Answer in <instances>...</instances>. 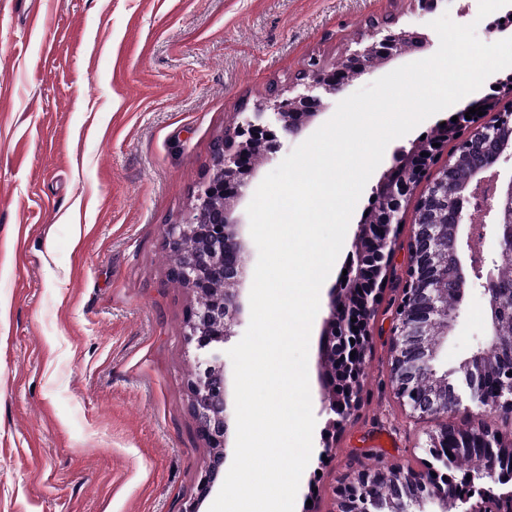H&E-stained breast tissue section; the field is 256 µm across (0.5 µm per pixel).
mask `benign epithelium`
I'll list each match as a JSON object with an SVG mask.
<instances>
[{"instance_id": "benign-epithelium-1", "label": "benign epithelium", "mask_w": 512, "mask_h": 512, "mask_svg": "<svg viewBox=\"0 0 512 512\" xmlns=\"http://www.w3.org/2000/svg\"><path fill=\"white\" fill-rule=\"evenodd\" d=\"M407 32H375L372 41L349 52L346 63L365 74L372 71L369 53L381 49L395 55ZM305 81L291 86V95L265 97L242 113L235 127L224 131L215 145L216 174L200 186L192 217L184 224L165 225V242L175 255L172 275L199 296L210 298L207 309L192 308L186 319L185 337L205 352L234 335L241 305L238 284L245 267L244 244L229 219L231 203L239 200L250 185L252 172L245 169L249 154L259 151L266 160L275 159L288 139L295 136L302 123L297 117L313 116L323 106L322 94L335 95L345 84L323 66L307 68ZM482 108V114L465 118L469 108ZM458 129L467 130L463 141L472 137L488 138L504 125L512 123V113L493 109L484 99H473L455 113ZM424 151L429 159L416 158ZM440 148L418 142L402 150L394 164L386 170L373 194L389 202L376 219L358 225L347 275L330 291V314L323 331L322 356L327 367L324 389L332 400L322 403V411L335 415L332 425H341L358 407L359 392L367 362L369 343L351 354L347 338L370 337L371 316L380 302L384 285L390 281V263L399 236V215L404 201L412 198L417 182L426 179L427 164L437 160ZM479 185L492 182L489 202L499 211L497 248L500 266H512V178L499 181L498 172L484 175L476 171ZM194 249L184 251L186 241ZM448 248V236L432 225L426 233L412 239L409 263L404 276L395 278L400 298L393 312V336L390 343L388 378L398 402L419 418H436L446 411L463 420L499 414L512 418V336H503L499 322L512 317V289L498 287L499 279L491 275L484 285V298L491 316L492 334L487 346L465 360L459 369L440 377L433 371L428 376L421 369L432 366V337L448 330L453 313L448 311V276L442 270H428L437 254ZM233 253V265L224 268V253ZM224 287H216V283ZM225 365L217 355L205 358L202 368L188 382L191 408L201 435L214 448L224 447L226 430ZM450 449L453 459L478 460L471 478L484 487L476 501L469 496L455 497L437 478L412 465H392L375 471L353 473L335 491L336 512H402L405 501L419 502L426 497L443 508L458 512H507L512 505L511 494L495 492L500 481L498 462L512 458V434L506 436L482 423L462 428L443 425L430 436L429 449L442 452ZM222 459L215 458L204 467L198 488L206 496L216 481ZM378 487L380 495L368 498L362 490Z\"/></svg>"}]
</instances>
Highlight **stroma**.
Listing matches in <instances>:
<instances>
[{
    "mask_svg": "<svg viewBox=\"0 0 512 512\" xmlns=\"http://www.w3.org/2000/svg\"><path fill=\"white\" fill-rule=\"evenodd\" d=\"M425 36L347 93L432 56L439 37L413 0H0V512H185L214 454L199 434L184 336L195 303L173 280L163 227L185 221L238 112L288 88L310 58L330 66L368 20ZM236 345L250 322L258 259L246 212ZM328 277L310 336L316 426L295 512H333L357 468L423 467L437 420L410 417L388 382L387 287L371 321L360 406L331 428L321 412ZM479 285L439 337L450 372L483 346Z\"/></svg>",
    "mask_w": 512,
    "mask_h": 512,
    "instance_id": "1",
    "label": "stroma"
}]
</instances>
